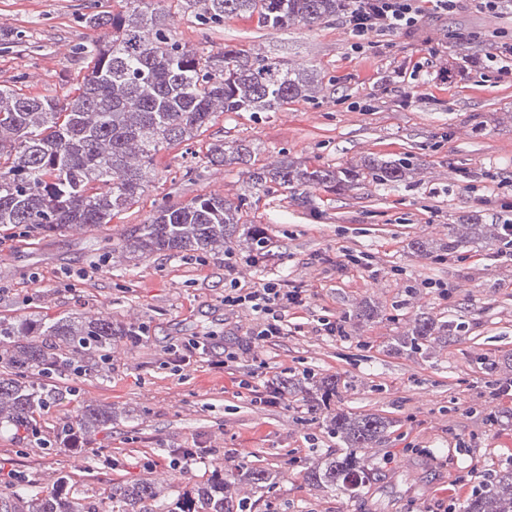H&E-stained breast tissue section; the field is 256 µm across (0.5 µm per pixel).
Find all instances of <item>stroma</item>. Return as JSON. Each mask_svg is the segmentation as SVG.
I'll use <instances>...</instances> for the list:
<instances>
[{
  "label": "stroma",
  "mask_w": 512,
  "mask_h": 512,
  "mask_svg": "<svg viewBox=\"0 0 512 512\" xmlns=\"http://www.w3.org/2000/svg\"><path fill=\"white\" fill-rule=\"evenodd\" d=\"M98 4L121 7L120 0H0V84L19 75L27 95L65 99L83 75L76 46L98 36L81 18ZM168 22L176 40L204 52L228 46L314 66L325 90L276 112L224 113L191 148L162 150L149 188L109 224L0 241V318L108 313L147 329L140 342H115L107 377L76 384L64 373L50 377L63 396L41 413L43 429L73 420L87 404L115 417L110 429L90 434L83 457L48 455L2 431L0 468L44 490L67 474L73 493L98 501L110 482L128 478L155 483L166 499L206 481L213 467L243 461L275 475L260 489L231 486L247 512H445L512 469V399L490 394L495 379L512 374V255L496 245L441 257L409 248L414 239L446 241L449 225L468 213L481 215L488 235L496 218L512 219V78L484 80L463 60L492 44L512 45V7L491 18L468 0L453 15L425 17L416 31L384 37L363 53L352 52L338 16L281 30L234 17L209 35L182 9ZM20 31L29 50L11 44ZM461 33L471 43L460 44ZM417 62V77L397 75L398 66ZM217 139L252 142L262 164L286 155L337 167L369 155L408 157L418 170L395 186L309 188L304 206L283 190L248 194L240 168L210 165L206 146ZM205 194L245 198L244 222L268 237L259 262L248 260L249 245L238 237L228 254L219 248L131 260L114 250L158 206ZM360 253L364 262L352 263ZM93 266L97 274L82 279ZM269 282L301 288L306 302L290 310L287 336L257 345L251 335L260 315L225 307L224 290ZM367 302L378 318H358ZM423 312L463 329L426 355L389 351ZM325 321L339 322L343 336L325 335ZM206 333L211 353L187 367L164 364L165 350ZM226 350L237 358L217 369ZM309 369L340 378L329 405L317 410L284 389L274 403L256 404L238 385ZM340 409L395 422L384 443L365 449L369 480L357 496L304 480L316 458L336 453L324 420ZM173 448L207 454L174 469Z\"/></svg>",
  "instance_id": "1"
}]
</instances>
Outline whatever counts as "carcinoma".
Masks as SVG:
<instances>
[{
	"mask_svg": "<svg viewBox=\"0 0 512 512\" xmlns=\"http://www.w3.org/2000/svg\"><path fill=\"white\" fill-rule=\"evenodd\" d=\"M120 11L84 15V27L99 30L92 42L77 46L86 72L73 95L60 102L31 97L18 86L0 85V225L25 224L36 234L108 224L137 202L150 183L157 152L194 142L217 113L275 112L297 99H314L324 91L314 69L296 68L243 50L199 53L176 40L158 4L162 0H123ZM197 23L210 31L234 16L257 17L258 24L278 30L295 24L314 26L356 7L352 0H180ZM254 148L244 140L211 143L209 163L244 166L255 190L302 188L344 191L360 180L383 186L407 181L414 163L407 158L363 157L345 167L325 168L284 156L271 165L252 161ZM243 200L202 195L180 206L159 207L148 221L135 224L121 242L134 257L154 252L173 256L224 248L233 235L248 238L252 251L266 248L267 237L256 224H246ZM482 226L474 215L448 225V242L430 250L415 240L418 252L452 254L479 241L468 229ZM460 324L437 321L422 313L390 344L396 353L416 352L431 341L448 342ZM139 328L112 322L104 314L71 313L53 319L29 317L0 320V431L24 433L23 441L41 437L49 449H62L68 430L83 439L88 427L106 428L112 412L87 405L74 422L47 436L35 413L56 399L50 385L30 377L61 370L74 374L109 367L112 343L134 339ZM339 378L291 376L281 387L305 395L319 405L335 394ZM394 420L379 414L337 412L326 428L344 453L330 455L305 474L312 486L355 495L366 484L359 448L385 439ZM274 479L272 472L239 462L216 470L207 482L194 485L159 503L153 483L125 480L112 484L106 500L90 509L58 476L52 489L36 491L26 482L0 485V512H243L244 503L228 496V488L247 482L257 488ZM462 512H512V469L494 476L463 502Z\"/></svg>",
	"mask_w": 512,
	"mask_h": 512,
	"instance_id": "cac0c4a2",
	"label": "carcinoma"
}]
</instances>
